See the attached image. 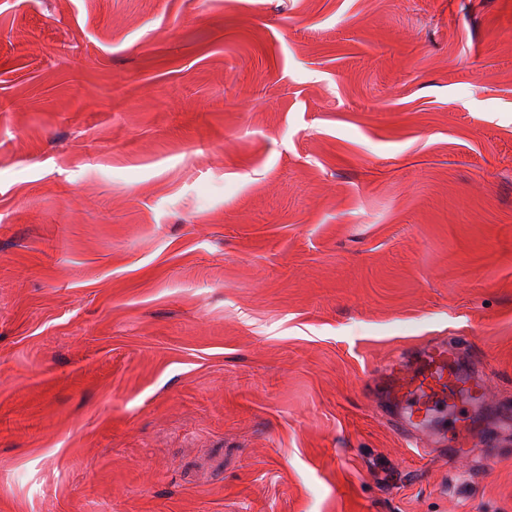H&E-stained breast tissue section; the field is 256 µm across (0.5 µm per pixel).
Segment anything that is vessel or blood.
Listing matches in <instances>:
<instances>
[{"instance_id": "1", "label": "vessel or blood", "mask_w": 512, "mask_h": 512, "mask_svg": "<svg viewBox=\"0 0 512 512\" xmlns=\"http://www.w3.org/2000/svg\"><path fill=\"white\" fill-rule=\"evenodd\" d=\"M484 381L461 364L446 341L420 346L386 367L383 393L410 447L426 453L428 438L448 449L449 460L467 457L465 444L483 406Z\"/></svg>"}]
</instances>
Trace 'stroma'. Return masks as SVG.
Returning <instances> with one entry per match:
<instances>
[{
    "label": "stroma",
    "mask_w": 512,
    "mask_h": 512,
    "mask_svg": "<svg viewBox=\"0 0 512 512\" xmlns=\"http://www.w3.org/2000/svg\"><path fill=\"white\" fill-rule=\"evenodd\" d=\"M506 406L512 0H0V512H512ZM484 381L461 365L447 341L420 346L410 359L389 363L383 393L411 448L426 454L432 436L448 446V461L467 457L466 444L483 408ZM453 421L448 430L446 422Z\"/></svg>",
    "instance_id": "obj_1"
}]
</instances>
